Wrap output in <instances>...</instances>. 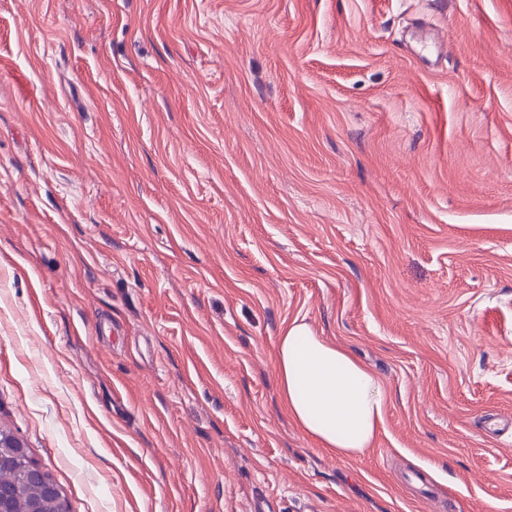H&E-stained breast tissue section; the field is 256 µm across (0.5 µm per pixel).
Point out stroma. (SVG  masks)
<instances>
[{
  "mask_svg": "<svg viewBox=\"0 0 512 512\" xmlns=\"http://www.w3.org/2000/svg\"><path fill=\"white\" fill-rule=\"evenodd\" d=\"M297 317L373 368L357 459ZM512 0H0V427L68 512H512ZM275 368L289 416L321 448L358 458L385 430L388 392L379 376L303 318L279 336Z\"/></svg>",
  "mask_w": 512,
  "mask_h": 512,
  "instance_id": "obj_1",
  "label": "stroma"
}]
</instances>
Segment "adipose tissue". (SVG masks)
Segmentation results:
<instances>
[{
    "label": "adipose tissue",
    "instance_id": "adipose-tissue-1",
    "mask_svg": "<svg viewBox=\"0 0 512 512\" xmlns=\"http://www.w3.org/2000/svg\"><path fill=\"white\" fill-rule=\"evenodd\" d=\"M281 400L298 428L341 457H360L385 429L388 392L345 347L294 319L278 339Z\"/></svg>",
    "mask_w": 512,
    "mask_h": 512
}]
</instances>
